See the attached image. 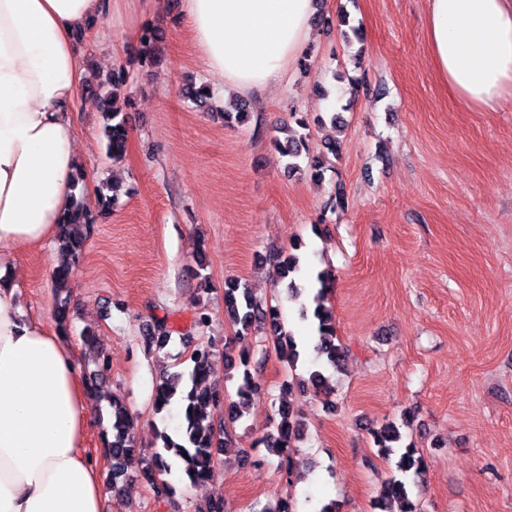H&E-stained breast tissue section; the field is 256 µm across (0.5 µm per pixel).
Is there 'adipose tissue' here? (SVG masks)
<instances>
[{
    "mask_svg": "<svg viewBox=\"0 0 512 512\" xmlns=\"http://www.w3.org/2000/svg\"><path fill=\"white\" fill-rule=\"evenodd\" d=\"M110 0H0V512H100L89 403L71 341L28 317L17 250L55 238L82 161L77 32ZM230 92L262 91L303 56L316 0H182ZM432 66L458 100L512 96V0H425Z\"/></svg>",
    "mask_w": 512,
    "mask_h": 512,
    "instance_id": "1",
    "label": "adipose tissue"
}]
</instances>
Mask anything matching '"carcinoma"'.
<instances>
[{"mask_svg":"<svg viewBox=\"0 0 512 512\" xmlns=\"http://www.w3.org/2000/svg\"><path fill=\"white\" fill-rule=\"evenodd\" d=\"M161 38L159 31L146 26L141 30L139 56L141 64L154 62V44ZM124 81V71L112 73L111 88L100 90L105 122L101 136L105 142L106 157L119 163L125 156L128 130L122 118V106L117 97V86ZM250 117V106L242 100L233 102L224 109V120L228 123L243 124ZM274 146L281 157L286 159L288 173H309L319 182L324 171L331 167L330 156H335L341 146L340 140H330L324 151H314L307 142V135L288 130V136L275 139ZM93 211L86 202L84 193L73 198L68 213L59 224L56 241L59 249L66 252L72 261L80 260L92 224ZM299 246L278 253L280 275L288 280L290 300L298 305L299 319L313 315L315 333L310 337L317 355L337 368L347 356V347L337 341L336 322L333 311L326 306L327 294L331 288L333 275L321 271L317 275L319 288L312 299L302 297L295 284L294 274L298 270ZM73 268L65 266L55 274L54 292L56 299V319L59 328L66 329L69 320V292ZM224 317L238 327V334H249L259 327L273 339L279 358L294 370L303 351L292 330L285 328L280 308L265 306L257 299L252 289L238 279L224 281ZM172 341L170 326L165 320H157L146 339L148 349L164 350ZM214 345L206 342L194 346L187 353L190 362L186 371L177 370L160 377L153 389L152 408L160 413L176 404L181 411L180 432L173 437L163 431L157 435L161 445L151 452L143 453L138 448L134 427L135 421L126 401L120 394L103 389V376L107 359L98 354L90 360L95 369L89 372V389L98 401H104L111 409L110 427L112 434H104V448L108 462V482L113 491L120 490L132 467L139 470L141 478L154 491L157 499L169 500L175 490L166 480L172 474L171 461L180 460L184 467L181 475L190 484L197 485L212 480L217 474L216 465L221 456L232 450L228 433L224 431V420L234 423L241 420L258 395V387L252 379L250 367L252 354L242 351L238 357L227 363L229 370L239 374L236 398L224 393V386L215 377ZM310 389L322 392L328 389V379L321 371L312 370L306 378H296L295 382L284 383L283 391L288 399L281 401L273 429L263 434L259 444L266 451L280 458V469L287 482H292L298 471L297 443L302 439L303 426L294 410L295 390ZM411 416L404 413L402 423L389 421L371 431L373 443L381 457L388 459L399 454L397 469L403 474L401 479L387 480L376 501L379 512H393L395 503L401 505L399 512H421L419 504L410 498V487L420 486L426 475L427 464L420 450L408 444L400 446L401 428L409 426ZM256 512H297V501L293 495H280L274 501L266 502Z\"/></svg>","mask_w":512,"mask_h":512,"instance_id":"cac0c4a2","label":"carcinoma"}]
</instances>
